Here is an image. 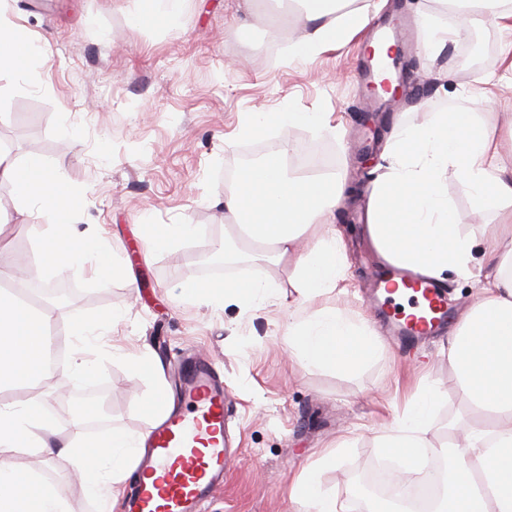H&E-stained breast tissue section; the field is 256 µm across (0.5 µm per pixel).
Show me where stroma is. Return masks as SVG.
I'll use <instances>...</instances> for the list:
<instances>
[{"mask_svg": "<svg viewBox=\"0 0 512 512\" xmlns=\"http://www.w3.org/2000/svg\"><path fill=\"white\" fill-rule=\"evenodd\" d=\"M265 2L187 0L179 26L134 28L128 14L144 0H0V15L29 28L42 51L40 67L27 77L0 74V152L15 163L30 153L50 163L69 155L64 178L76 194L74 230L100 238L118 273L98 280L88 270L39 272L38 246L50 221L20 215L13 187L1 177L0 222L9 234L0 241V271H11L19 252H26L37 269L26 289L37 303L54 307L63 362L43 399L58 422L73 423L82 407L94 403L99 416L88 432L146 433L153 421L141 403L154 381L132 374L114 346L148 347L170 384L176 361L193 353L220 367L227 396V479L208 512H300L292 486L330 451L337 462L322 483L344 512H356L360 480L376 473L385 457L376 437L420 383H435L445 394L427 433L431 441L442 442L459 420L484 423L458 391L447 335L405 348L381 334L378 357L345 377L303 368L286 353L287 306L215 311L181 302L177 287L209 280L211 266L223 260L232 222L216 201L229 187L226 173L248 161L279 152L290 161L300 150L319 147L333 154L336 170L366 186L397 124H427L434 113L472 107L498 133L511 131L512 85L484 86L488 75L508 64L501 52L506 36L485 25L466 44H448L438 56L413 51L404 65L403 92L377 109L357 78L360 39L305 62L290 59L299 15L273 16ZM288 109L331 113L344 133L273 127L254 140L237 137L245 113ZM64 126L75 129L76 143L66 144ZM366 207L361 199L336 213L349 287L323 301L368 316L369 287L382 267L361 232ZM144 224H193L198 232L134 260L129 251ZM63 283L72 285V298L48 300L43 286ZM113 311L123 320L86 352L96 373L73 377L72 318ZM13 462L22 469L38 464L25 452ZM38 465L60 486L70 512H98L59 462Z\"/></svg>", "mask_w": 512, "mask_h": 512, "instance_id": "obj_1", "label": "stroma"}]
</instances>
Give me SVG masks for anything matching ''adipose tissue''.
I'll list each match as a JSON object with an SVG mask.
<instances>
[{
  "instance_id": "ef3b65f1",
  "label": "adipose tissue",
  "mask_w": 512,
  "mask_h": 512,
  "mask_svg": "<svg viewBox=\"0 0 512 512\" xmlns=\"http://www.w3.org/2000/svg\"><path fill=\"white\" fill-rule=\"evenodd\" d=\"M302 27L290 47L304 61L343 45L363 32L372 17L367 8L344 10V0H295ZM451 9L453 26L428 23L424 54L437 55L447 43L468 37L489 22L512 28V0H435ZM186 0H147L131 13L133 27L180 24ZM41 48L25 26L0 21V70L23 76L38 66ZM272 126H305L331 132L326 112H252L239 135L262 136ZM387 165L374 180L368 201L366 235L378 258L422 276L444 281L447 274L472 276L484 270L480 297L448 338V363L460 393L473 410L485 413L484 426L466 425L464 447L444 450L445 485L432 512H512V136H498L476 110L435 113L428 125H397L385 149ZM455 171L478 210L494 212L495 223L462 229L444 190L447 171ZM0 176L13 184L21 211L50 217L55 231L39 244L43 267L84 269L96 258L94 273L115 272L102 242L74 234L69 222L75 195L61 166L31 153L21 163L0 156ZM351 188L340 176L290 177L282 156L243 168L224 195V211L238 222L243 237L260 247L259 259L293 262L295 300L303 314L289 313L285 341L300 363L349 374L372 361L380 340L370 324L323 295L344 287L347 262L334 227L336 209ZM276 281L187 280L181 301L216 309L235 305L259 309L282 297ZM51 309L24 300L15 285L0 286V386L25 388L46 378ZM442 393L422 386L401 417L379 438V445L415 468L436 447L426 437ZM28 450L69 464L90 497L118 499L136 471L142 441L115 429L90 436L73 430L59 437L55 416L39 399L21 406L0 403V512H69L57 486L38 470L9 463ZM329 454L307 469L293 488L303 512H340L335 495L324 488L323 470L334 468Z\"/></svg>"
}]
</instances>
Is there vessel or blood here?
<instances>
[{
	"instance_id": "obj_1",
	"label": "vessel or blood",
	"mask_w": 512,
	"mask_h": 512,
	"mask_svg": "<svg viewBox=\"0 0 512 512\" xmlns=\"http://www.w3.org/2000/svg\"><path fill=\"white\" fill-rule=\"evenodd\" d=\"M403 284L419 294L420 311L397 324V331L410 339L436 333L448 319L443 290L422 278L407 277ZM178 367L184 375V407L151 428L141 466L150 481L129 500L127 512H202L212 488L224 478V382L208 363L184 359Z\"/></svg>"
}]
</instances>
